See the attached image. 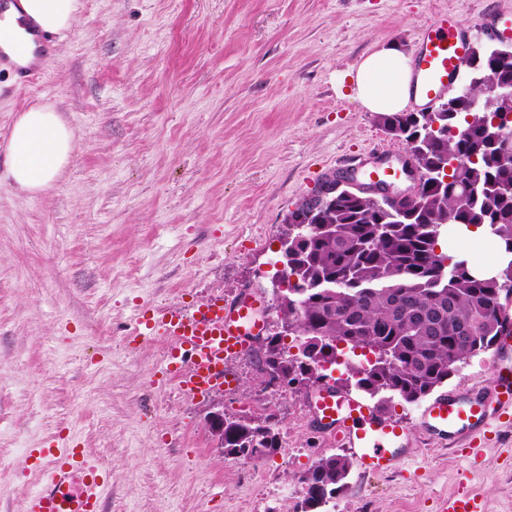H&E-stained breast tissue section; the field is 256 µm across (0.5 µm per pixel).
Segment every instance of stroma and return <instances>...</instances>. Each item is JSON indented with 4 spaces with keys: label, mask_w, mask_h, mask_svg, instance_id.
I'll use <instances>...</instances> for the list:
<instances>
[{
    "label": "stroma",
    "mask_w": 512,
    "mask_h": 512,
    "mask_svg": "<svg viewBox=\"0 0 512 512\" xmlns=\"http://www.w3.org/2000/svg\"><path fill=\"white\" fill-rule=\"evenodd\" d=\"M24 87L0 73V512H23L31 451L74 438L105 468L104 512H301V474L340 439L311 424L307 392L288 406L261 375L260 344L232 360L231 388L189 395L163 380L169 350L135 334L139 308L265 296L285 218L325 177L408 148L341 86L394 43L412 54L454 15L470 45L496 42L512 0H78ZM57 106L77 146L44 195L14 188L3 148L16 115ZM448 392H494L493 354L459 364ZM371 407L404 424L417 457L383 474L351 466L328 512H438L478 494L512 512V424L480 455L433 436L419 403ZM218 410L273 416L280 446L259 461L215 447Z\"/></svg>",
    "instance_id": "1"
}]
</instances>
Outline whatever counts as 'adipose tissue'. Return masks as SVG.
<instances>
[{
  "instance_id": "adipose-tissue-1",
  "label": "adipose tissue",
  "mask_w": 512,
  "mask_h": 512,
  "mask_svg": "<svg viewBox=\"0 0 512 512\" xmlns=\"http://www.w3.org/2000/svg\"><path fill=\"white\" fill-rule=\"evenodd\" d=\"M77 0H20L0 14V50L15 53V42L27 38V24L45 33L71 28ZM19 64L31 62V54L16 55ZM413 61L394 46L381 47L366 55L352 71L355 99L377 114L401 112L411 98ZM76 137L56 106L45 102L21 112L14 121L6 144L7 174L22 192L41 195L50 190L74 156Z\"/></svg>"
}]
</instances>
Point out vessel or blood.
<instances>
[{"label": "vessel or blood", "instance_id": "obj_1", "mask_svg": "<svg viewBox=\"0 0 512 512\" xmlns=\"http://www.w3.org/2000/svg\"><path fill=\"white\" fill-rule=\"evenodd\" d=\"M35 41L39 60L49 53L51 39L39 33ZM415 54L413 91L429 107L454 88L468 60V38L460 22L447 17L425 33ZM38 60L16 66L0 53V67H12L21 86L40 77ZM260 301V295L247 291L229 301L213 300L193 308L168 306L151 314L142 310L136 321L140 334L171 341L167 372L179 388L187 393L206 392L230 384L228 361L244 353L259 336ZM496 375L497 412H490L482 396L442 393L424 408L425 427L474 440L485 436L494 416L512 415V366L497 363ZM313 414L324 428L341 433L363 472H384L413 455L404 425L341 391L333 380H325L318 390ZM37 473L38 487L26 500V512H103L104 471L84 449L57 443L46 449ZM441 509L485 512L482 501L467 493L443 500Z\"/></svg>", "mask_w": 512, "mask_h": 512}]
</instances>
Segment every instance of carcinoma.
<instances>
[{
  "label": "carcinoma",
  "instance_id": "obj_1",
  "mask_svg": "<svg viewBox=\"0 0 512 512\" xmlns=\"http://www.w3.org/2000/svg\"><path fill=\"white\" fill-rule=\"evenodd\" d=\"M489 46L471 48L483 81L448 99L446 112L379 115L382 127L402 139L421 168L433 172L451 161L448 186L423 184L405 199L375 201L349 188L329 192L327 204L288 237V296L302 301L295 335L320 349L293 358L268 337L261 373L270 380L313 372L330 341L376 353V361L350 369L356 386L413 403L448 380L457 365L478 355L512 329V154L501 149L492 120L466 116L493 85H512V57L491 59ZM459 128L453 139L427 132L433 121ZM447 224L482 227L499 244L506 266L496 276L473 272L468 258L437 251ZM277 448L276 434L260 421L224 415V455L258 460ZM350 461L332 454L300 476L302 512L322 507L345 486Z\"/></svg>",
  "mask_w": 512,
  "mask_h": 512
}]
</instances>
